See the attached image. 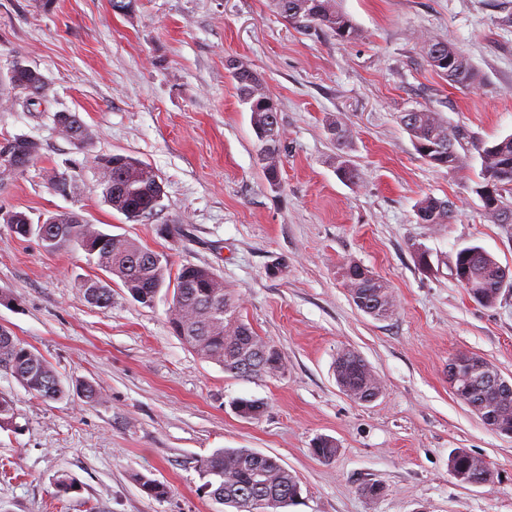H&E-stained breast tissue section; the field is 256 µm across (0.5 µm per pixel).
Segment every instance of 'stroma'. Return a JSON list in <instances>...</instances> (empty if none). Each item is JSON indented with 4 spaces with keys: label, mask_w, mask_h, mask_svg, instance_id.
<instances>
[{
    "label": "stroma",
    "mask_w": 512,
    "mask_h": 512,
    "mask_svg": "<svg viewBox=\"0 0 512 512\" xmlns=\"http://www.w3.org/2000/svg\"><path fill=\"white\" fill-rule=\"evenodd\" d=\"M359 34L303 33L272 0H0V148L27 137L39 154L0 179V212L33 222L74 211L110 233L166 253L173 268L213 271L240 313L286 360L275 377L243 379L200 358L169 323V298L135 302L108 278L109 304L85 301L97 277L82 250L51 252L0 223V326L41 354L69 397L32 395L0 370L15 417L0 428V512H221L201 490L199 458L222 448L276 457L300 480L288 512H512V437L490 430L448 383L467 352L512 378V291L474 302L454 275L458 249L478 245L512 268V224L492 223L472 187L481 161L451 172L417 153L400 123L428 109L477 139L512 134V0H338ZM455 44L476 68L451 86L427 66L422 38ZM248 63L277 102L281 182L271 188L250 113L226 67ZM37 67L49 93L28 105L3 80L12 61ZM78 113L81 150L53 116ZM348 127L354 181L336 175L328 119ZM122 153L160 177L163 208L133 224L103 203L92 159ZM71 177L55 193L51 175ZM450 200L452 223L417 221L418 198ZM429 254V266L418 250ZM392 289L386 319L352 303L343 262ZM358 351L382 381L361 404L336 384L334 360ZM101 395L86 402L75 384ZM239 398L263 402L255 419ZM335 440L334 459L311 451ZM459 449L494 477L463 485L448 460ZM69 475L74 489L61 492ZM143 474L170 489L148 496ZM383 488L379 498L365 485Z\"/></svg>",
    "instance_id": "stroma-1"
}]
</instances>
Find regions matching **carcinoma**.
I'll return each mask as SVG.
<instances>
[{
  "label": "carcinoma",
  "mask_w": 512,
  "mask_h": 512,
  "mask_svg": "<svg viewBox=\"0 0 512 512\" xmlns=\"http://www.w3.org/2000/svg\"><path fill=\"white\" fill-rule=\"evenodd\" d=\"M278 13L293 27L309 32L327 29L337 38L350 40L357 36L352 19L339 10L336 0H273ZM424 58L428 65L452 84L468 87L477 79L469 59L454 44L423 40ZM13 68L8 73L12 89L28 97L41 99L48 92L44 75L35 67ZM231 79L240 101L251 113V123L258 140L260 159L280 155L282 128L275 100L268 95L262 79L250 66L241 63L231 72ZM416 151L429 164L445 167L450 172L463 168L471 152L481 159L479 180L472 187L477 196L487 187L495 174L506 175L500 187L494 189L496 204L483 205L484 213L495 224H512V135L494 143L495 150L486 144L471 141L468 132L450 128L437 112L410 110L400 116ZM67 125L74 134L71 142L79 147L89 145L87 126L75 112L68 113ZM328 138L343 148L348 129L338 119L326 123ZM39 146L27 138H17L9 154L0 156V171L21 172L37 155ZM101 171L98 184L103 201L129 222L142 224L162 208L164 191L155 171L142 161L125 154H110L94 160ZM421 224H449L454 209L446 199L431 196L421 198L415 205ZM71 211L58 212L47 224H34L29 217L8 225L16 237L37 235L45 249L77 246L88 263L116 277L133 300L152 306L164 288H173L169 316L172 328L201 358L215 363L224 371L242 378L274 377L284 372L286 362L275 345L259 336L237 312V301L227 293L224 282L205 267L185 264L172 271L167 255L145 248L123 235L110 234L95 224H74ZM455 269L465 282L469 295L483 306L497 303L502 291L512 290V269L502 266L480 246H468L456 254ZM339 274L352 302L364 313L376 318L391 317L396 310L395 297L382 279L375 274L359 272V264L346 261ZM84 300L106 305L112 294L95 278L84 281L81 288ZM463 357L470 364L462 366L464 380L456 397L480 417L494 415L498 431H512V391H497L484 382L487 374L498 371L472 354ZM0 370L14 374L30 394L47 400H59L67 395L61 380L46 359L23 346L4 327L0 328ZM336 383L344 394L358 403H370L382 392V383L366 360L356 351L344 349L334 364ZM237 413L247 419L261 415L264 405L258 400L239 399ZM337 445L332 439L320 437L312 445L317 458L329 461L336 456ZM453 476L479 472L485 482L493 479L488 464L465 450L449 458ZM197 468L205 479L203 488L216 503L234 512H283L299 502L301 486L298 478L275 458L249 448H224L197 460ZM140 488L155 499L169 495L167 486L146 475L136 477Z\"/></svg>",
  "instance_id": "carcinoma-1"
}]
</instances>
